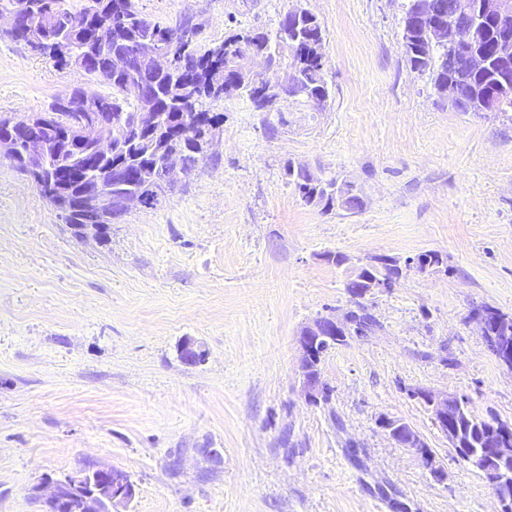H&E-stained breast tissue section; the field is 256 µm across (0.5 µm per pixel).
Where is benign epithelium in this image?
Here are the masks:
<instances>
[{
	"label": "benign epithelium",
	"instance_id": "benign-epithelium-1",
	"mask_svg": "<svg viewBox=\"0 0 512 512\" xmlns=\"http://www.w3.org/2000/svg\"><path fill=\"white\" fill-rule=\"evenodd\" d=\"M25 10V2L19 0L9 12L1 15L0 35L21 41L37 52L41 44L35 38L34 32L38 27L46 25L49 19H28L24 16ZM481 19H494L500 27V38L491 55L477 51L473 45L472 31ZM401 27L405 51L430 56L437 48L447 46L450 53L442 58L443 67H448V59L451 58L461 61L474 71L484 69L496 58L502 67L503 83L508 86L512 84V0H450L446 4L441 0H416L411 10L403 13ZM200 31L201 28L194 24L176 25L166 34L167 41L150 49L128 52L121 59V63L131 69L149 66L161 72L170 71L180 65L176 49L179 48L184 53L193 47L199 41ZM262 43L260 34H243L226 48V54H234L240 50L245 58L253 60L264 56ZM52 55L66 59L73 68H82L81 55L74 52L68 43L53 45ZM243 74L257 94L258 107L264 112L271 111L288 94H304L302 80L295 70L284 84L258 77L250 65ZM33 121L32 113L6 119L4 130L10 134V138L0 141V158L11 157V136L26 130ZM42 126L44 135L26 140L23 148L28 161L23 175L37 189L43 186L41 164L53 142L64 138L75 147L90 142L97 154L112 153V140L103 128L99 104L92 97L83 100L81 115L69 127L59 128L48 115L43 117ZM161 161L166 181L169 183L176 184L192 174L179 145L162 147ZM61 200L69 211L96 214H124L131 207L141 204L139 196L123 191L113 192L101 183L79 195L65 194L61 196ZM493 317L512 320L509 312H492L483 308L474 310L471 315L481 334L497 350L501 365L512 372V345L487 335V323ZM347 324V317L342 321L334 317H321L299 333L302 388L310 402L317 403L328 394L320 372L312 367V362L317 357V349L320 343L338 337ZM424 398L436 423L448 438L450 447H460L457 430L448 425V408L460 405L461 397L447 391H427ZM381 425L397 445L415 451L431 474L436 477L441 475V471L435 466L433 454L423 449V441L413 428L391 418L383 419ZM458 457L480 472L488 482L498 501L499 512H512V439L508 437L507 431L492 437L481 456L460 453ZM133 496L134 484L129 474L111 466H94L72 475L51 479L34 490L39 512H119L117 507L128 505Z\"/></svg>",
	"mask_w": 512,
	"mask_h": 512
}]
</instances>
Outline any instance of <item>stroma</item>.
<instances>
[{"mask_svg":"<svg viewBox=\"0 0 512 512\" xmlns=\"http://www.w3.org/2000/svg\"><path fill=\"white\" fill-rule=\"evenodd\" d=\"M406 0H139L201 41L276 35L302 6L325 34L324 109L218 101L222 136L154 209L80 238L0 161V512H38L36 487L91 466L127 472V512H497L419 398L468 399L512 424V372L473 308L512 312V119L452 110L402 47ZM0 38V116L87 83ZM354 182V214L305 204L285 165ZM426 251L360 302L379 323L329 349L327 401L302 392L299 332L344 317L374 257ZM204 351L198 365L183 340ZM409 424L442 471L385 432Z\"/></svg>","mask_w":512,"mask_h":512,"instance_id":"1","label":"stroma"}]
</instances>
